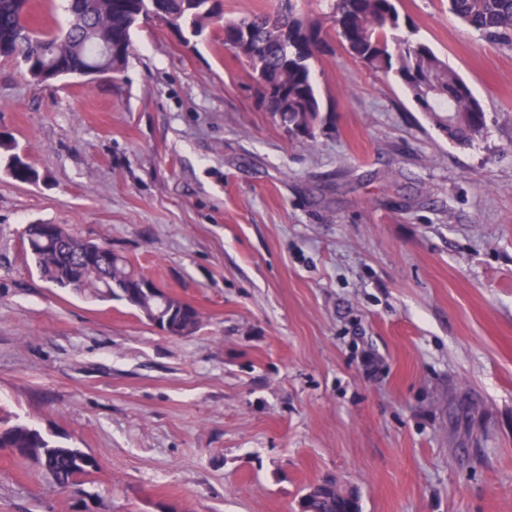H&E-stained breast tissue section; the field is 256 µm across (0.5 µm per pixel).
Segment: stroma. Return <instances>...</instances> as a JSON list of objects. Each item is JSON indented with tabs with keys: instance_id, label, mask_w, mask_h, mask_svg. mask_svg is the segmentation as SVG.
<instances>
[{
	"instance_id": "stroma-1",
	"label": "stroma",
	"mask_w": 512,
	"mask_h": 512,
	"mask_svg": "<svg viewBox=\"0 0 512 512\" xmlns=\"http://www.w3.org/2000/svg\"><path fill=\"white\" fill-rule=\"evenodd\" d=\"M400 11L480 100L472 144L334 37L312 142L211 25L141 23L115 79L0 59V423L100 463L60 490L0 452V512H297L324 479L361 512H512V49ZM28 224L110 243L197 332L51 286Z\"/></svg>"
}]
</instances>
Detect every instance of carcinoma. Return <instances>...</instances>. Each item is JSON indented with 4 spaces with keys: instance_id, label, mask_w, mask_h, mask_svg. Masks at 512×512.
I'll use <instances>...</instances> for the list:
<instances>
[{
    "instance_id": "carcinoma-1",
    "label": "carcinoma",
    "mask_w": 512,
    "mask_h": 512,
    "mask_svg": "<svg viewBox=\"0 0 512 512\" xmlns=\"http://www.w3.org/2000/svg\"><path fill=\"white\" fill-rule=\"evenodd\" d=\"M65 23L48 30L36 26L31 0H0V58L21 63L30 79L36 70L58 62L79 71L93 65L91 44L107 41L125 55L98 62L107 75L119 72L133 51L134 9L149 10L148 0H68ZM173 18L197 34L213 24L220 28L224 49L283 97L272 115L299 137L315 141L327 124L328 109L317 91L313 62L335 35L349 55L366 68L393 77L409 93L419 111L449 140L469 144L486 127V114L463 78L415 32L403 30L406 17L400 0H327L322 20L298 9L297 0H280L272 13L212 21L204 6L190 0H167ZM448 10L463 24L488 40L512 47V0H448ZM13 177L20 183L37 179L33 165L19 153L10 155ZM25 253L40 276L53 286L87 300L125 301L139 313L152 312L155 303L144 288L145 277L125 257L101 242L104 256L96 266L76 265L83 238L64 224H28L21 234ZM0 448H30L33 458L45 456L55 486L67 490L75 477L88 471L71 452L32 431L26 423L0 426ZM336 481H323L330 492L319 498L322 512H343L344 498L336 496Z\"/></svg>"
}]
</instances>
